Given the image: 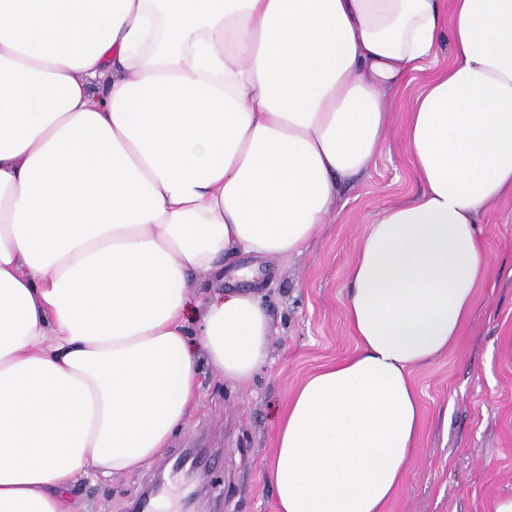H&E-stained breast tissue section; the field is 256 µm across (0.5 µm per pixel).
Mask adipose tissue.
Returning <instances> with one entry per match:
<instances>
[{
	"label": "adipose tissue",
	"instance_id": "ef3b65f1",
	"mask_svg": "<svg viewBox=\"0 0 512 512\" xmlns=\"http://www.w3.org/2000/svg\"><path fill=\"white\" fill-rule=\"evenodd\" d=\"M444 37L404 127L422 190L357 243V351L276 425L277 512H384L403 480L411 373L472 317L512 195V0H0V512H78L81 476L168 446L202 364L261 371V297L189 280L310 242Z\"/></svg>",
	"mask_w": 512,
	"mask_h": 512
}]
</instances>
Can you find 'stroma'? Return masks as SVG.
Here are the masks:
<instances>
[{"instance_id": "1", "label": "stroma", "mask_w": 512, "mask_h": 512, "mask_svg": "<svg viewBox=\"0 0 512 512\" xmlns=\"http://www.w3.org/2000/svg\"><path fill=\"white\" fill-rule=\"evenodd\" d=\"M388 98L391 133L374 161L339 188L320 233L288 257L241 255L224 267L217 291L261 293L270 322V363L250 383L230 385L202 365L201 397L184 429L137 473L81 479L72 497L82 512H133L165 487L164 512H275L266 463L273 430L297 386L352 355L345 321L347 271L357 242L379 214L421 190L402 136L412 92ZM480 228L491 268L475 310L448 352L413 373L423 415L416 450L385 512H493L512 493V197L484 211ZM215 458L207 472L171 470L185 449Z\"/></svg>"}]
</instances>
